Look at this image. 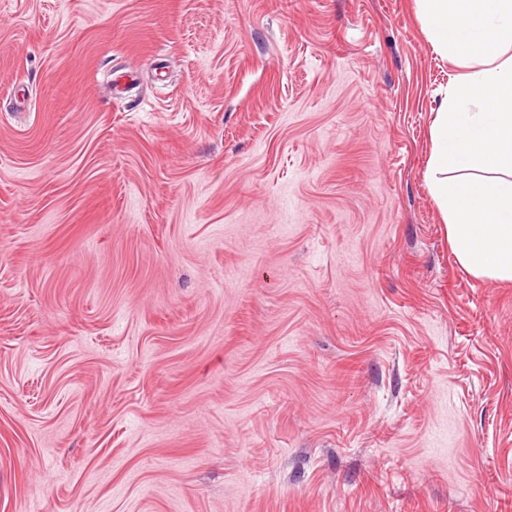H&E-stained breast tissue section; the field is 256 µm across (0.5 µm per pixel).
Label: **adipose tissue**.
Instances as JSON below:
<instances>
[{
  "label": "adipose tissue",
  "mask_w": 512,
  "mask_h": 512,
  "mask_svg": "<svg viewBox=\"0 0 512 512\" xmlns=\"http://www.w3.org/2000/svg\"><path fill=\"white\" fill-rule=\"evenodd\" d=\"M416 4L455 69L430 129V192L459 266L512 281V0Z\"/></svg>",
  "instance_id": "obj_1"
}]
</instances>
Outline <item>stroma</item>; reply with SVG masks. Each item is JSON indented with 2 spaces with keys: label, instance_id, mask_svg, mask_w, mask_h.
<instances>
[{
  "label": "stroma",
  "instance_id": "obj_1",
  "mask_svg": "<svg viewBox=\"0 0 512 512\" xmlns=\"http://www.w3.org/2000/svg\"><path fill=\"white\" fill-rule=\"evenodd\" d=\"M452 75L415 0H0V512H512Z\"/></svg>",
  "mask_w": 512,
  "mask_h": 512
}]
</instances>
